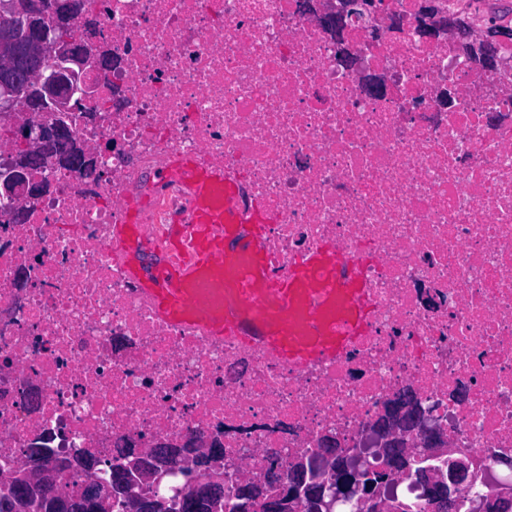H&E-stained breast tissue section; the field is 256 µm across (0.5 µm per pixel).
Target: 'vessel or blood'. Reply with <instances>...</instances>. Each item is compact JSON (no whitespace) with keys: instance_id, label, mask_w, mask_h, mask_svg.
Returning <instances> with one entry per match:
<instances>
[{"instance_id":"obj_1","label":"vessel or blood","mask_w":512,"mask_h":512,"mask_svg":"<svg viewBox=\"0 0 512 512\" xmlns=\"http://www.w3.org/2000/svg\"><path fill=\"white\" fill-rule=\"evenodd\" d=\"M190 196L186 218L175 220L170 246L184 262L136 260L142 244L137 210L119 228L130 276L170 320L193 317L190 291L202 288L218 264L228 274L223 310L207 314L210 333L263 345L282 362L301 367L344 355L367 330L373 314L370 286L360 267L332 246L318 248L276 275L262 241L268 217L261 208L243 211L237 183L191 161L178 165Z\"/></svg>"}]
</instances>
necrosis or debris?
<instances>
[{"label":"necrosis or debris","mask_w":512,"mask_h":512,"mask_svg":"<svg viewBox=\"0 0 512 512\" xmlns=\"http://www.w3.org/2000/svg\"><path fill=\"white\" fill-rule=\"evenodd\" d=\"M301 2L88 0L75 16L108 57L69 122L87 162L31 169L48 193L0 208V468L37 442L81 482L87 452L124 466L130 446L215 445L229 507L268 455L292 464L327 436L351 452L400 395L482 472L512 456V66L451 68L453 40L414 35L420 0H379L383 36L350 26L341 47ZM183 157L271 215L279 269L328 243L360 264L374 314L351 351L296 369L157 316L115 229L138 207L162 255Z\"/></svg>","instance_id":"necrosis-or-debris-1"}]
</instances>
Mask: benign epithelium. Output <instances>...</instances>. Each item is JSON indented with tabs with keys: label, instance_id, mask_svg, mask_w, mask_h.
Returning <instances> with one entry per match:
<instances>
[{
	"label": "benign epithelium",
	"instance_id": "7a95c632",
	"mask_svg": "<svg viewBox=\"0 0 512 512\" xmlns=\"http://www.w3.org/2000/svg\"><path fill=\"white\" fill-rule=\"evenodd\" d=\"M374 14L375 0H339L331 10H315L320 22L332 31L345 26L355 8ZM72 2L59 0L51 16H45L40 0H0V116L15 111L16 103L26 101L36 92L33 115L29 122L13 125L14 138L37 155L46 167L58 165L55 145L65 138L69 126L59 120L49 125L40 119L44 112H71L90 94V87L77 81L78 73L87 69L85 56L74 50V42L60 33L70 30L69 16ZM434 0H422L417 35L424 40H435L441 33L457 44L465 60L481 67H495L500 62L499 52L512 47V27L490 26L480 33L463 25L456 18L448 24L435 22ZM25 156L11 152V157L0 164V199L16 210L38 202L47 190V184L35 182L26 176ZM408 420V406L404 403L391 410L390 422L372 432L367 443L379 442L386 453L406 452V444L393 427ZM165 455L169 471L191 472L193 479L186 482L182 493V508L188 512L198 509L202 501L218 503L224 497V478L211 472L193 454L180 448L137 449L132 466L136 477L123 474L108 484L100 480L78 484L75 490H61L59 468L50 465L39 454L24 460L20 471L3 476V480L17 484L23 498L17 501L18 512H43L49 504L54 512H100L112 504L116 493H123L129 512H163L165 502L158 498L154 488L161 478L153 459ZM365 455L343 456L335 440L325 441L320 453L301 463L287 482L280 477L277 467H269L266 480L274 491L262 499L242 494V512H295L294 505L306 499L313 512H333L335 505L353 492H361L358 504L364 512H389L395 492L387 480H365ZM478 473L469 464L448 460V471L426 467L416 474L414 485L421 488L435 506V512H459L462 504H469V512H501L512 506V485L493 475L482 477L485 493L471 494Z\"/></svg>",
	"mask_w": 512,
	"mask_h": 512
}]
</instances>
